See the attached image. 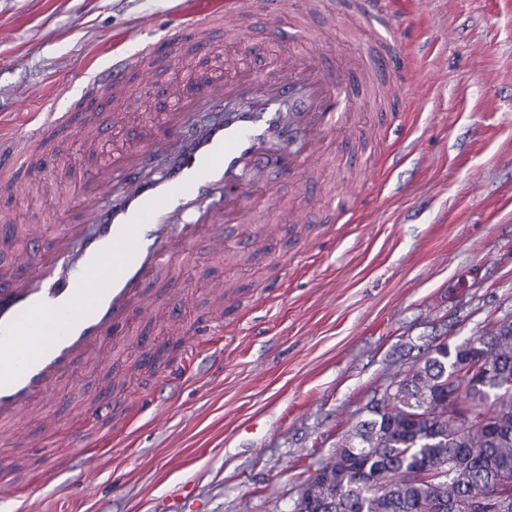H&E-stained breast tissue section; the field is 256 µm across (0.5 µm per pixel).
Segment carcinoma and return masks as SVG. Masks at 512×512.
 <instances>
[{
  "label": "carcinoma",
  "mask_w": 512,
  "mask_h": 512,
  "mask_svg": "<svg viewBox=\"0 0 512 512\" xmlns=\"http://www.w3.org/2000/svg\"><path fill=\"white\" fill-rule=\"evenodd\" d=\"M475 358L494 374L461 380L459 363ZM367 405L380 415L341 436L291 512H512L493 497L512 481V322L446 350L424 345ZM480 414L487 423L464 425ZM424 471L438 489L419 478Z\"/></svg>",
  "instance_id": "1"
}]
</instances>
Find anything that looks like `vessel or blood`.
<instances>
[{
    "mask_svg": "<svg viewBox=\"0 0 512 512\" xmlns=\"http://www.w3.org/2000/svg\"><path fill=\"white\" fill-rule=\"evenodd\" d=\"M396 0H356L343 19L354 27L370 21L384 54L376 68L386 78L375 94L399 99L417 80L405 54ZM188 0L183 18L163 50L148 46L113 56L93 71L84 100L110 107L129 88L131 75L149 76L155 63L175 64L172 47L206 50L203 33L219 18L258 16L267 29L282 28L284 0ZM372 68L343 50L327 51L314 41L302 55L263 72L225 57L218 70L194 88L169 85L172 103L159 123L127 150L97 162L80 179L74 199L53 218L58 230L46 238L42 224L23 227L24 249L14 255L16 272L0 280V445L15 448L24 438L14 426L46 406L74 366L91 359L103 342L138 319L152 316L160 296L188 305L180 288L181 259L200 239L223 256L224 227L250 224L253 249L276 237L281 224L304 216L273 193L275 181L303 180L326 160L325 147L350 126L351 89L337 74L367 83ZM87 137L101 143L109 128H87L71 112H47L37 130L0 134V192L28 191L21 174L43 131ZM261 196L263 210L247 206ZM274 215L266 222L262 213ZM103 410L86 403L70 443L91 452L86 431Z\"/></svg>",
    "mask_w": 512,
    "mask_h": 512,
    "instance_id": "b4317fda",
    "label": "vessel or blood"
}]
</instances>
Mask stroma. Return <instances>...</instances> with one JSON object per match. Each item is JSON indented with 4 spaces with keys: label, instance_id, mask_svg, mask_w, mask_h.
Segmentation results:
<instances>
[{
    "label": "stroma",
    "instance_id": "stroma-1",
    "mask_svg": "<svg viewBox=\"0 0 512 512\" xmlns=\"http://www.w3.org/2000/svg\"><path fill=\"white\" fill-rule=\"evenodd\" d=\"M292 7L303 39L256 23L241 39L210 41L228 53L247 45L245 61L260 70L325 32L364 62L381 55L370 24L344 27L350 0H321L314 14L302 0ZM182 9V0H0V131L35 128L46 103L70 111L85 74L154 43ZM401 16L406 52L427 74L405 115L365 90L321 169L299 186L277 181L307 221L283 225L261 253H250L236 225L224 228L222 261L198 242L182 268L192 304L108 338L99 360L74 368L49 416L18 423L28 437L15 468L24 495L0 500V512H290L388 368L432 338L456 343L488 321H512V0H424ZM127 99L116 152L160 116L154 96ZM79 144L67 139L32 160L28 175L76 180L92 163ZM365 172L368 182L347 192V176ZM319 194L356 208L357 223H321L310 207ZM58 207L34 190L0 195L8 233ZM228 280L223 360L189 334L158 369L129 374L147 347L169 341L172 323L189 332L211 319L212 288ZM118 376L125 389L105 398ZM99 398L112 414L98 427L95 461L73 447L46 449L79 402ZM116 436L126 451L110 452Z\"/></svg>",
    "mask_w": 512,
    "mask_h": 512
}]
</instances>
